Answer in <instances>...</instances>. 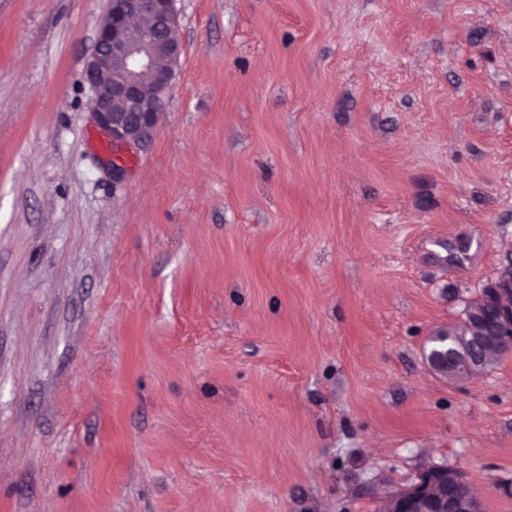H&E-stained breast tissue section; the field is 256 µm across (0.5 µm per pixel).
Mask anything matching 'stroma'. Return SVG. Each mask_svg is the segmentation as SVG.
I'll return each instance as SVG.
<instances>
[{
  "label": "stroma",
  "instance_id": "1",
  "mask_svg": "<svg viewBox=\"0 0 512 512\" xmlns=\"http://www.w3.org/2000/svg\"><path fill=\"white\" fill-rule=\"evenodd\" d=\"M112 182L106 0H0V512H512V352L427 367L512 252V0H177ZM385 500V512H481L464 473L447 465L427 467L412 484L396 488Z\"/></svg>",
  "mask_w": 512,
  "mask_h": 512
}]
</instances>
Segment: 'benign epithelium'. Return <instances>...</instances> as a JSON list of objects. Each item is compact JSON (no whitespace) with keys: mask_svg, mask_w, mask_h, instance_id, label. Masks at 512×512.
I'll list each match as a JSON object with an SVG mask.
<instances>
[{"mask_svg":"<svg viewBox=\"0 0 512 512\" xmlns=\"http://www.w3.org/2000/svg\"><path fill=\"white\" fill-rule=\"evenodd\" d=\"M176 0H107L84 79L92 92L93 119L112 149V181L124 177V158L148 141L166 109L182 46ZM468 333L459 342L440 327L438 347L425 352L429 368L450 381L487 372L488 352L512 351V256L485 302L467 312ZM385 512H481L464 473L431 465L410 485L391 491Z\"/></svg>","mask_w":512,"mask_h":512,"instance_id":"1","label":"benign epithelium"}]
</instances>
